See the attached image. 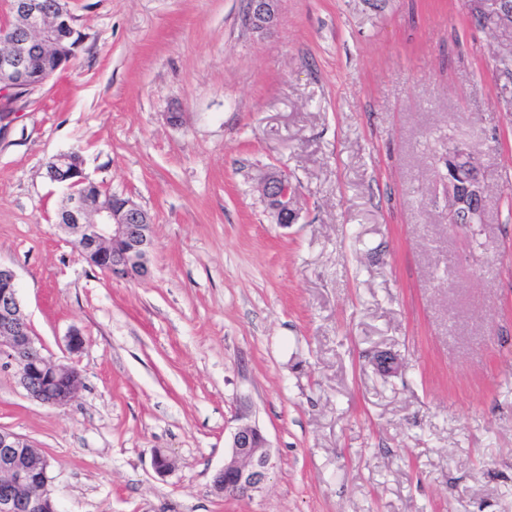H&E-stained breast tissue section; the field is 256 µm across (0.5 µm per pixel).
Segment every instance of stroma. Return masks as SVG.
Instances as JSON below:
<instances>
[{"label":"stroma","instance_id":"obj_1","mask_svg":"<svg viewBox=\"0 0 512 512\" xmlns=\"http://www.w3.org/2000/svg\"><path fill=\"white\" fill-rule=\"evenodd\" d=\"M69 7L75 57L0 121V264L82 374L53 408L0 367V428L49 459L61 512H512V74L472 0H281L264 36L245 0ZM452 140L483 223L448 222ZM70 151L151 215L147 279L105 277L56 223L46 164ZM243 423L276 474L221 497ZM262 191L273 211L277 224H294L297 214L293 208L295 188L288 178L272 172L265 176Z\"/></svg>","mask_w":512,"mask_h":512}]
</instances>
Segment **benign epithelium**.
<instances>
[{
  "instance_id": "1",
  "label": "benign epithelium",
  "mask_w": 512,
  "mask_h": 512,
  "mask_svg": "<svg viewBox=\"0 0 512 512\" xmlns=\"http://www.w3.org/2000/svg\"><path fill=\"white\" fill-rule=\"evenodd\" d=\"M280 0H246L249 29L265 35L274 28ZM483 4L474 17L481 26L508 38L497 56L512 62V0H478ZM11 19L0 24V99L14 98L43 86L76 54L79 37L73 27L69 0H10ZM51 181L70 189L58 223L78 243L76 252L114 279L139 281L150 273L148 255L153 244V224L131 198L112 205L110 193L95 190L84 174L81 156L70 151L51 159ZM445 190L448 223H483L485 183L474 155L463 145L448 146ZM262 191L276 223L295 222V188L288 178L272 172ZM0 365L16 367L19 382L34 401L51 407L67 404L79 383L78 369L46 356L36 345L22 312L15 273L0 267ZM31 447L20 435L0 429V512H57L50 485L47 457L30 467L20 461ZM231 458L212 479L213 492L222 497H244L257 491L277 468L271 445L261 429L249 423L236 428L230 440Z\"/></svg>"
}]
</instances>
